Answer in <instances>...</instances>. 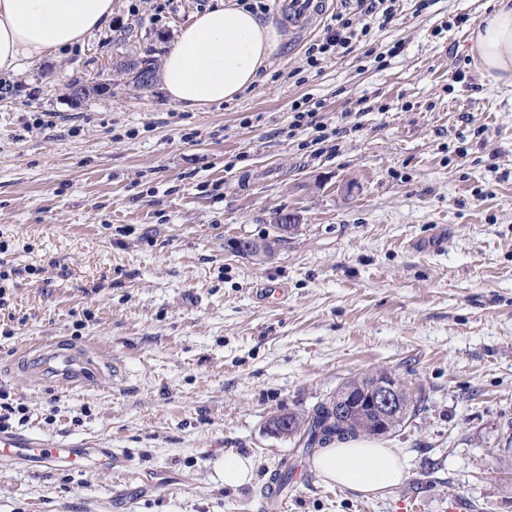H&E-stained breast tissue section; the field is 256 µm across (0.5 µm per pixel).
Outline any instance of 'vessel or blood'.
<instances>
[{"instance_id": "b4317fda", "label": "vessel or blood", "mask_w": 512, "mask_h": 512, "mask_svg": "<svg viewBox=\"0 0 512 512\" xmlns=\"http://www.w3.org/2000/svg\"><path fill=\"white\" fill-rule=\"evenodd\" d=\"M288 22L294 29L310 27L316 13L315 0H288ZM12 373L25 377L35 387L49 386L60 391L97 387L104 366L87 349L67 343L47 342L23 352L12 365ZM29 460L46 468H112V451L79 441L49 443L33 433L0 431V463Z\"/></svg>"}]
</instances>
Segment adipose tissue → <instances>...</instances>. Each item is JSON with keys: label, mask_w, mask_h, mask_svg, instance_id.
<instances>
[{"label": "adipose tissue", "mask_w": 512, "mask_h": 512, "mask_svg": "<svg viewBox=\"0 0 512 512\" xmlns=\"http://www.w3.org/2000/svg\"><path fill=\"white\" fill-rule=\"evenodd\" d=\"M111 18L112 0H0V71L64 52ZM469 41L482 77L512 86V0H496ZM281 42L273 22L234 0H217L181 28L164 55L162 88L190 111L233 101L259 80ZM313 465L326 481L365 494L396 487L407 476L396 450L364 437L334 439Z\"/></svg>", "instance_id": "1"}]
</instances>
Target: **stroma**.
<instances>
[{
  "instance_id": "35a3bbf8",
  "label": "stroma",
  "mask_w": 512,
  "mask_h": 512,
  "mask_svg": "<svg viewBox=\"0 0 512 512\" xmlns=\"http://www.w3.org/2000/svg\"><path fill=\"white\" fill-rule=\"evenodd\" d=\"M216 2L113 0L110 26L8 76L0 390L27 410L14 431L98 441L137 482L1 464L0 512H264L284 459L288 512H512V87L482 79L469 29L452 24L494 0H398L374 56L336 53L317 72L304 53L343 0L301 33L265 0L284 34L269 69L197 112L115 78L121 62L162 59ZM76 77L101 88L71 98ZM305 97L340 128L335 150L304 149L309 129L289 136ZM279 211L297 226L274 253L238 254V240L274 237ZM269 285L285 296L260 300ZM42 336L95 342L113 375L65 394L29 385L10 367ZM376 370L416 411L381 438L406 480L365 496L324 482L269 419ZM227 451L251 459L253 482L224 485L213 463Z\"/></svg>"
}]
</instances>
